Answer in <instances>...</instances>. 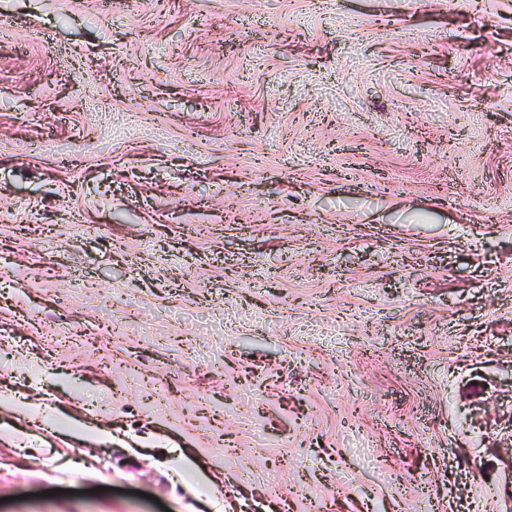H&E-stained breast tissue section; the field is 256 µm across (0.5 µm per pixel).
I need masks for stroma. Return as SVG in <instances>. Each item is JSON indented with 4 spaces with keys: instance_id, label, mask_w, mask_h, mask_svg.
Masks as SVG:
<instances>
[{
    "instance_id": "1",
    "label": "stroma",
    "mask_w": 512,
    "mask_h": 512,
    "mask_svg": "<svg viewBox=\"0 0 512 512\" xmlns=\"http://www.w3.org/2000/svg\"><path fill=\"white\" fill-rule=\"evenodd\" d=\"M0 512H512V0H0Z\"/></svg>"
}]
</instances>
